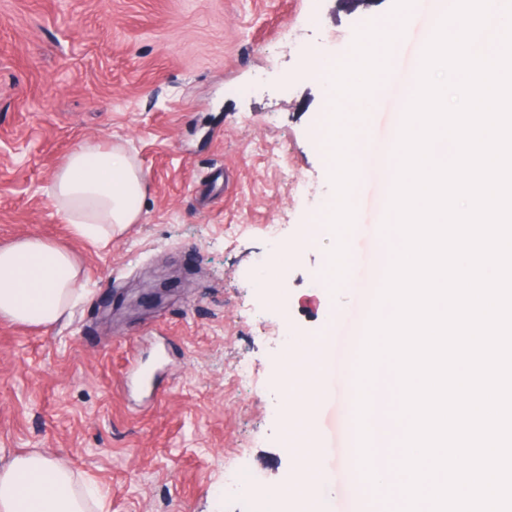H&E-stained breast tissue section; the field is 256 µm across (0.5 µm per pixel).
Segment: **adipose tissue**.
<instances>
[{
    "label": "adipose tissue",
    "mask_w": 512,
    "mask_h": 512,
    "mask_svg": "<svg viewBox=\"0 0 512 512\" xmlns=\"http://www.w3.org/2000/svg\"><path fill=\"white\" fill-rule=\"evenodd\" d=\"M55 215L75 235L98 243L119 237L137 223L148 193V178L122 148L85 141L56 172L51 188ZM85 293L82 270L65 244L28 236L0 247V318L15 324L51 327ZM309 354H285L296 380L288 403L295 429L296 475L291 490H276L280 512L319 507L328 485L308 465V443L319 399L316 383L304 381ZM101 498L77 488L61 463L40 453L21 454L0 467V512H91Z\"/></svg>",
    "instance_id": "obj_1"
}]
</instances>
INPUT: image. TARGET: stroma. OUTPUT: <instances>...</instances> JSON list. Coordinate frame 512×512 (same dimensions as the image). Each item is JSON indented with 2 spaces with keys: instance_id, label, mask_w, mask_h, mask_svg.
I'll list each match as a JSON object with an SVG mask.
<instances>
[{
  "instance_id": "35a3bbf8",
  "label": "stroma",
  "mask_w": 512,
  "mask_h": 512,
  "mask_svg": "<svg viewBox=\"0 0 512 512\" xmlns=\"http://www.w3.org/2000/svg\"><path fill=\"white\" fill-rule=\"evenodd\" d=\"M414 0H0V245H69L90 291L55 325L0 320V458L37 451L108 512H268L287 485L284 351L325 342L358 291L320 287L330 255L369 266L389 195L356 166L349 230L309 234L343 194L323 138L327 84L363 32L407 29ZM122 145L149 180L112 242L74 237L49 187L81 143ZM247 364L252 379L237 383ZM147 372L164 395L142 387ZM322 512H356L342 382L322 371ZM260 484L213 493L226 469Z\"/></svg>"
}]
</instances>
